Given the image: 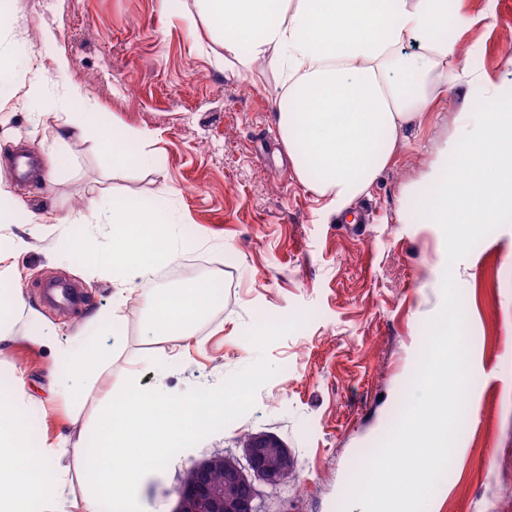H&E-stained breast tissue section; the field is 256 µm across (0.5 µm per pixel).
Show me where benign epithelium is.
Instances as JSON below:
<instances>
[{"mask_svg": "<svg viewBox=\"0 0 512 512\" xmlns=\"http://www.w3.org/2000/svg\"><path fill=\"white\" fill-rule=\"evenodd\" d=\"M291 459L290 448L278 436L253 434L240 459L214 455L190 465V479L176 488V512H260L259 485L286 482L293 475V469L285 466ZM217 472L224 474V481H213Z\"/></svg>", "mask_w": 512, "mask_h": 512, "instance_id": "obj_1", "label": "benign epithelium"}]
</instances>
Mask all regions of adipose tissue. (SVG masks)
I'll list each match as a JSON object with an SVG mask.
<instances>
[{"label": "adipose tissue", "mask_w": 512, "mask_h": 512, "mask_svg": "<svg viewBox=\"0 0 512 512\" xmlns=\"http://www.w3.org/2000/svg\"><path fill=\"white\" fill-rule=\"evenodd\" d=\"M217 34L211 51L225 65L262 60L276 75L275 125L299 181L341 214L367 195L387 169L405 132L432 111L442 82L479 85L482 97L460 113L456 135L466 142L443 154L426 179L427 224H494L512 220V79L495 81L476 71L459 47L470 23L461 0H194ZM417 40L418 58L403 56ZM95 223L125 224L127 238L105 265L145 279L176 251L172 224L147 208L90 198ZM14 313L35 327L30 341L51 349L50 384L67 373L84 388L92 369L112 363L111 350L75 354L57 334L39 328L40 315L19 289H9ZM213 290L148 288L143 299L153 334L190 338L207 320ZM23 391L0 402V512H34L54 478L62 443L33 445Z\"/></svg>", "instance_id": "1"}]
</instances>
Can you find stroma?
<instances>
[{
    "label": "stroma",
    "mask_w": 512,
    "mask_h": 512,
    "mask_svg": "<svg viewBox=\"0 0 512 512\" xmlns=\"http://www.w3.org/2000/svg\"><path fill=\"white\" fill-rule=\"evenodd\" d=\"M9 2L0 54L16 65L0 83L19 93L0 103V167L21 149L44 162L58 156L59 165L47 186L9 181L1 203L24 204L53 221L29 225L20 212L15 223L0 224V239L22 229L29 243L17 276L5 285L40 308L45 330L64 341L86 337L113 356L86 394L64 383L49 389L52 352L29 341L26 318L14 321L0 390L22 378L33 440L64 436L71 444L55 460L62 482L47 496L50 507L68 512L90 490L72 447L88 436L104 393L119 392L131 377L139 387L175 394L216 387L254 362L248 328L300 315L303 324L267 349L279 371L258 391L254 408L151 473L138 499L143 512H173L174 490L192 462L241 456L242 434L270 432L291 449L295 473L282 485L261 487L263 512H363L346 505L343 493L406 405L449 269L465 309L467 423L428 508L512 512V222L451 267L439 226L398 218L404 186L424 185L477 89L445 88L423 124L408 129L369 195L354 204L351 219L343 220L321 210L294 173L273 124L271 69L257 62L233 76L217 65L204 50L211 33L193 0ZM463 11L470 24L461 49L476 69L504 76L512 0H463ZM44 26L55 41L42 42ZM58 54L66 56L68 76L84 96L68 109L91 129L65 146L50 114L60 94L51 70ZM107 128L148 134L145 150L154 164L113 166L102 141ZM91 196L161 206L175 227L173 261L187 282L200 279L205 262L223 273L224 303L192 340L153 335L137 293L111 321L112 294L128 275H101L93 257L111 251L122 232L109 224L76 225ZM76 232L88 240L87 257L68 247ZM49 274L81 283L90 292L88 305L72 317L41 307L34 286ZM95 314L100 322L94 326Z\"/></svg>",
    "instance_id": "1"
}]
</instances>
